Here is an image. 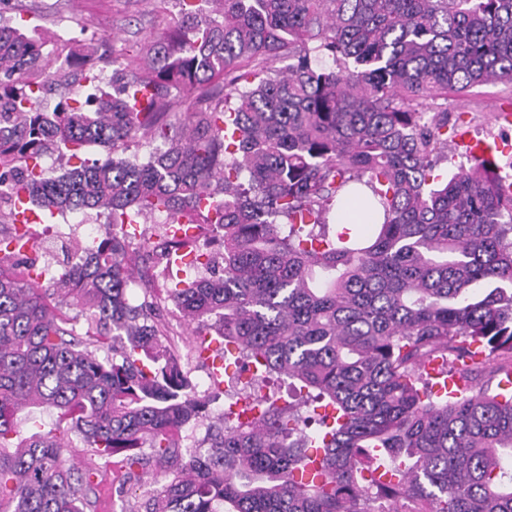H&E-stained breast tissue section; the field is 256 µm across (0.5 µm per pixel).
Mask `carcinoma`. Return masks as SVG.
<instances>
[{"label":"carcinoma","mask_w":512,"mask_h":512,"mask_svg":"<svg viewBox=\"0 0 512 512\" xmlns=\"http://www.w3.org/2000/svg\"><path fill=\"white\" fill-rule=\"evenodd\" d=\"M10 2L0 185L109 221L97 242L0 238V512H95L110 465L138 484L132 512H374L380 498L512 512V391L474 385L512 359V182L492 154L439 171L448 92L512 84V0H176L151 47L52 109L22 75L93 80L95 51L58 62L3 22ZM173 103L186 106L174 135ZM143 138L161 145L141 160L128 151ZM90 146L106 155L37 171ZM156 211L168 222L148 250L137 224ZM179 224L220 235L169 290L190 334L327 402L318 434L262 397L256 417L225 412L185 454L209 400L136 280L140 263L192 252ZM35 247L49 262L17 271ZM436 358L459 383L441 401L419 373ZM33 407L54 419L28 434ZM76 439L102 465L76 467ZM314 447L320 478L305 480ZM380 468L394 479H367ZM65 154L54 153L42 158L40 165L45 177H53L62 174L67 169L79 166L84 160L101 158L105 155L102 148L92 146L77 153V157H70L71 152L64 150Z\"/></svg>","instance_id":"obj_1"}]
</instances>
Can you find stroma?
<instances>
[{
  "label": "stroma",
  "mask_w": 512,
  "mask_h": 512,
  "mask_svg": "<svg viewBox=\"0 0 512 512\" xmlns=\"http://www.w3.org/2000/svg\"><path fill=\"white\" fill-rule=\"evenodd\" d=\"M177 13L175 0H12L9 18L12 24L26 28L29 36L54 50L56 39L98 41L103 55L95 69L101 78H110L113 60H125L150 44L158 27V11ZM448 114L452 125L448 132V153L455 163L467 160L466 141L494 146L499 159L512 157V123L499 121L498 111H512V85L486 84L474 87L466 95L449 93ZM106 214L74 211L56 215L50 221L34 225L37 236H83L91 228L102 226ZM153 286L158 302L178 335V348L188 357L190 376L204 377L211 367L207 359L191 356L187 330L167 297L171 283L157 278Z\"/></svg>",
  "instance_id": "35a3bbf8"
}]
</instances>
